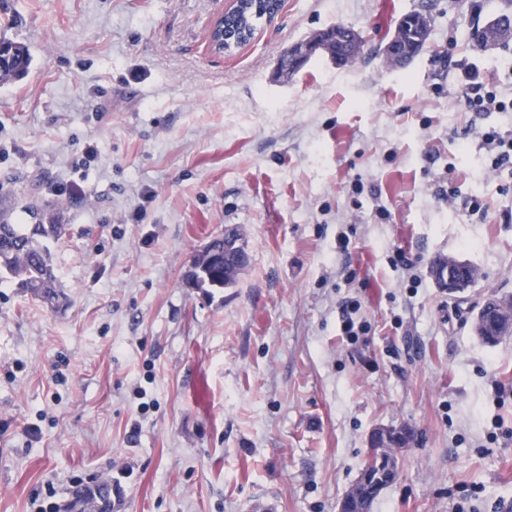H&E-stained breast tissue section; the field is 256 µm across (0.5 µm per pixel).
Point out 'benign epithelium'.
<instances>
[{"mask_svg":"<svg viewBox=\"0 0 512 512\" xmlns=\"http://www.w3.org/2000/svg\"><path fill=\"white\" fill-rule=\"evenodd\" d=\"M336 28L329 27L307 38L288 50V61L294 69H301L317 56H328L336 63H342L333 52L336 41ZM211 52L217 56L228 55L238 49L231 34L224 33V16H219L207 33ZM462 262L450 257L448 264L439 273V285L454 295L467 287V279L459 277ZM497 314L491 316L490 329L482 330L484 340L494 343L502 338L503 331L512 334V300H499L495 304ZM413 444V434L405 425L378 428L368 441L369 453L352 488L342 498L338 512H362V503L391 486L398 478V461H386L385 452L389 448L404 449Z\"/></svg>","mask_w":512,"mask_h":512,"instance_id":"obj_1","label":"benign epithelium"}]
</instances>
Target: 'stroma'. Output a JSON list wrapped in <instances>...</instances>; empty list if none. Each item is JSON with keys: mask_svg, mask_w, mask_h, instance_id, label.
I'll use <instances>...</instances> for the list:
<instances>
[{"mask_svg": "<svg viewBox=\"0 0 512 512\" xmlns=\"http://www.w3.org/2000/svg\"><path fill=\"white\" fill-rule=\"evenodd\" d=\"M472 1L284 0L218 58L220 0H0L31 55L0 82V212H55L70 299L0 281V512L96 477L113 512H337L369 434L401 423L416 442L372 512H512V337L472 330L512 299V166L481 142L512 112L460 101L473 81L512 97V45L468 41ZM415 11L429 35L401 67L383 49ZM332 25L361 36L352 63L279 76ZM68 179L89 199L51 194ZM227 228L246 268L194 287ZM451 256L475 271L455 297ZM463 263L453 257H448V264L439 273V285L448 288V295H454L467 288V279L459 277V268Z\"/></svg>", "mask_w": 512, "mask_h": 512, "instance_id": "35a3bbf8", "label": "stroma"}]
</instances>
